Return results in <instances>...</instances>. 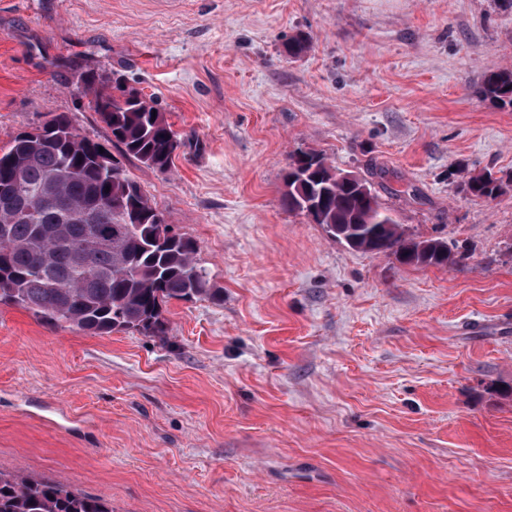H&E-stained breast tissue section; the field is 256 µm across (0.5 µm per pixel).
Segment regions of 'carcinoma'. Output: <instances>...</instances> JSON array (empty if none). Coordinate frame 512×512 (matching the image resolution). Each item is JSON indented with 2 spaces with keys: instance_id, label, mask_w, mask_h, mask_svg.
Returning <instances> with one entry per match:
<instances>
[{
  "instance_id": "carcinoma-1",
  "label": "carcinoma",
  "mask_w": 512,
  "mask_h": 512,
  "mask_svg": "<svg viewBox=\"0 0 512 512\" xmlns=\"http://www.w3.org/2000/svg\"><path fill=\"white\" fill-rule=\"evenodd\" d=\"M96 112L123 154L167 172L181 146L165 113L141 90L115 80V92L82 78ZM483 98L512 107V67L487 75ZM101 143L65 113L53 115L36 139L17 133L0 153V304L17 306L53 325L93 334H166L162 307L171 300L215 297L196 259L194 241L174 231L122 166L102 172ZM317 150L289 155L283 201L288 211L325 227L353 250L393 256L403 265L446 266L455 256L442 238L413 237L383 206L372 184H352ZM475 197L494 198L499 179L475 174ZM125 225L112 243L80 252L98 229ZM0 512H113L98 497L66 484L0 471Z\"/></svg>"
}]
</instances>
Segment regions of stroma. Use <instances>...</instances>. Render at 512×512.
<instances>
[{
  "label": "stroma",
  "instance_id": "1",
  "mask_svg": "<svg viewBox=\"0 0 512 512\" xmlns=\"http://www.w3.org/2000/svg\"><path fill=\"white\" fill-rule=\"evenodd\" d=\"M506 66V0H0V149L68 113L215 292L166 303L162 336L0 305V470L114 512H512V108L479 93ZM88 70L166 113L171 171L113 145ZM307 149L455 264L288 211ZM482 171L498 197L465 190Z\"/></svg>",
  "mask_w": 512,
  "mask_h": 512
}]
</instances>
